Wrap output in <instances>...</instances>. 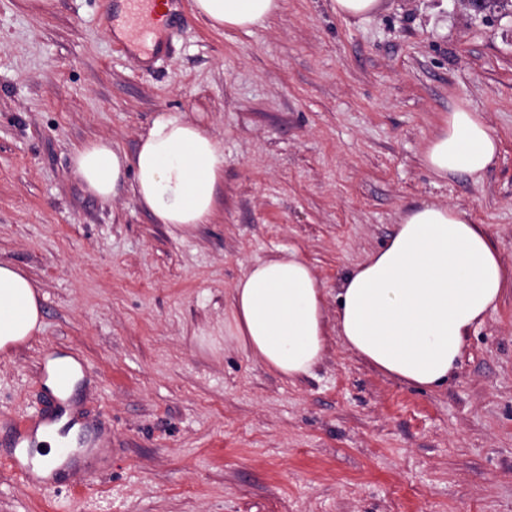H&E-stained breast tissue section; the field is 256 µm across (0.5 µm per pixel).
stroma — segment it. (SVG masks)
<instances>
[{
    "instance_id": "35a3bbf8",
    "label": "stroma",
    "mask_w": 512,
    "mask_h": 512,
    "mask_svg": "<svg viewBox=\"0 0 512 512\" xmlns=\"http://www.w3.org/2000/svg\"><path fill=\"white\" fill-rule=\"evenodd\" d=\"M108 0L34 14L0 0V261L35 284L42 329L0 353V454L46 409L42 364L68 355L71 398L103 448L87 475L35 490L0 466V512H512V293L468 337L447 385L385 375L338 340L281 380L224 331L246 268L292 249L327 288L422 203L460 208L512 266V0H382L367 16L283 0L216 31L182 0L166 57L116 52ZM500 148L481 178L433 175L427 139L459 102ZM224 147L212 223H154L130 186L104 202L71 169L84 141L134 153L157 113Z\"/></svg>"
}]
</instances>
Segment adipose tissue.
I'll list each match as a JSON object with an SVG mask.
<instances>
[{
    "instance_id": "ef3b65f1",
    "label": "adipose tissue",
    "mask_w": 512,
    "mask_h": 512,
    "mask_svg": "<svg viewBox=\"0 0 512 512\" xmlns=\"http://www.w3.org/2000/svg\"><path fill=\"white\" fill-rule=\"evenodd\" d=\"M283 0H194L213 29L248 30L277 16ZM499 139L481 113L461 103L448 112L424 150L437 177L479 176L493 164ZM72 172L93 197L107 200L130 183L156 223L189 229L215 216L224 181V148L180 112H162L135 154L98 138L78 147ZM512 289L484 225L454 206L422 203L404 213L394 235L338 283L335 320L325 314V286L292 250L248 266L232 289L229 335L286 380L309 375L331 337L379 371L437 388L462 356L465 341ZM33 282L0 262V350L41 327Z\"/></svg>"
}]
</instances>
